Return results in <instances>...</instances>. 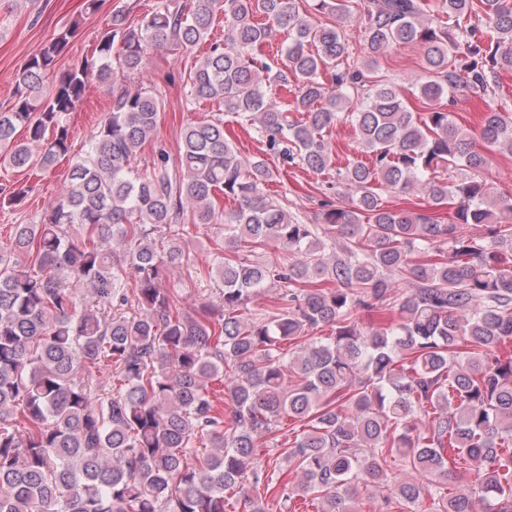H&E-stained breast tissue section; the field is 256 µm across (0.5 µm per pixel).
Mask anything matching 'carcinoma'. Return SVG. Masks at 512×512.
Segmentation results:
<instances>
[{
  "mask_svg": "<svg viewBox=\"0 0 512 512\" xmlns=\"http://www.w3.org/2000/svg\"><path fill=\"white\" fill-rule=\"evenodd\" d=\"M313 2L348 17V0ZM429 2L371 0L361 65L349 62L346 32L301 12V0H158L134 26L117 6L91 55L57 67L75 20L24 63L0 111V161L70 167L59 198L0 250V512H227L234 497L266 512L253 490L278 477L256 448L286 416L304 422L288 448V503L311 495L318 512H356L359 488L377 486L381 512H476L477 501L512 512V192L485 177L488 152L512 154V113L490 105L473 132L441 104L483 100L512 72V0H435V22ZM221 15L224 39L211 41ZM277 30L288 44L275 69L263 47ZM202 43L189 101L222 103L254 127L265 156H241L217 117L183 127L176 161L159 146L138 162L163 102L134 74L153 49ZM396 44L422 48L424 113L378 78ZM94 79L120 88L77 151L67 117ZM272 82L295 83L293 101L271 105ZM340 122L369 161L337 169L349 206L304 224L264 186L288 165L327 170L323 132ZM455 170L468 176L448 181ZM415 188L453 210L448 223L384 205L382 192ZM28 192L14 184L0 203ZM221 197L237 206L219 208ZM209 224L224 225L237 256L211 265L222 311L185 316L163 280L188 262L192 229ZM268 246L293 260L265 262ZM275 281L278 308L244 317ZM397 282L406 291L394 320L379 303ZM324 326L330 336L284 351ZM104 370L120 384L101 394ZM205 437L206 455L196 448ZM451 482L467 491L448 492Z\"/></svg>",
  "mask_w": 512,
  "mask_h": 512,
  "instance_id": "cac0c4a2",
  "label": "carcinoma"
}]
</instances>
